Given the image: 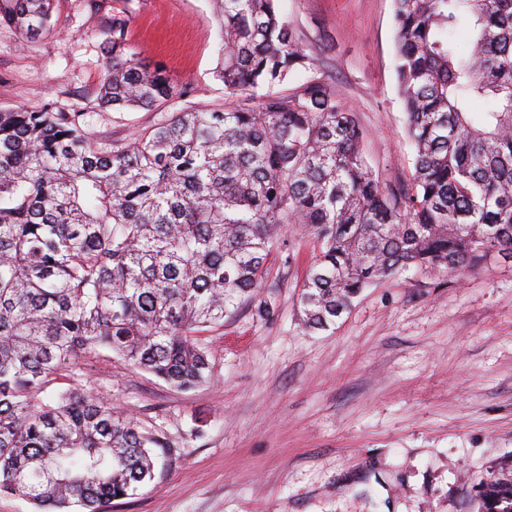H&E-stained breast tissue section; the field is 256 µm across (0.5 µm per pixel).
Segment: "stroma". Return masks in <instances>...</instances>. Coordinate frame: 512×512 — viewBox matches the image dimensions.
Masks as SVG:
<instances>
[{"label": "stroma", "mask_w": 512, "mask_h": 512, "mask_svg": "<svg viewBox=\"0 0 512 512\" xmlns=\"http://www.w3.org/2000/svg\"><path fill=\"white\" fill-rule=\"evenodd\" d=\"M118 0H56L50 33L0 26V108L75 112L107 149L153 128L181 100L99 107L100 30ZM363 133L379 182L406 183L414 157L398 94L392 0H278ZM130 42L203 109L222 108L209 0H134ZM319 250L278 236L261 300L200 332L209 382L179 392L110 351L55 385L110 400L174 452L154 480L106 512H473L479 481L512 457V259L462 274L410 269L366 288L327 331L307 332L297 300Z\"/></svg>", "instance_id": "stroma-1"}]
</instances>
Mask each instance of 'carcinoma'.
Returning <instances> with one entry per match:
<instances>
[{
	"mask_svg": "<svg viewBox=\"0 0 512 512\" xmlns=\"http://www.w3.org/2000/svg\"><path fill=\"white\" fill-rule=\"evenodd\" d=\"M130 2L101 30L99 103L189 95L131 48ZM211 3L224 108L184 107L116 150L76 113L0 109V493L34 512H101L152 481L169 447L81 388L43 399L55 376L107 348L176 390L207 383L194 334L245 298L266 310L260 289L284 226L320 245L298 298L314 331L401 271L512 258V0H393L414 150L396 189L379 183L327 84L275 92L314 70L276 0ZM53 9L0 0V25L41 35ZM477 512H512L511 461L480 481Z\"/></svg>",
	"mask_w": 512,
	"mask_h": 512,
	"instance_id": "cac0c4a2",
	"label": "carcinoma"
}]
</instances>
